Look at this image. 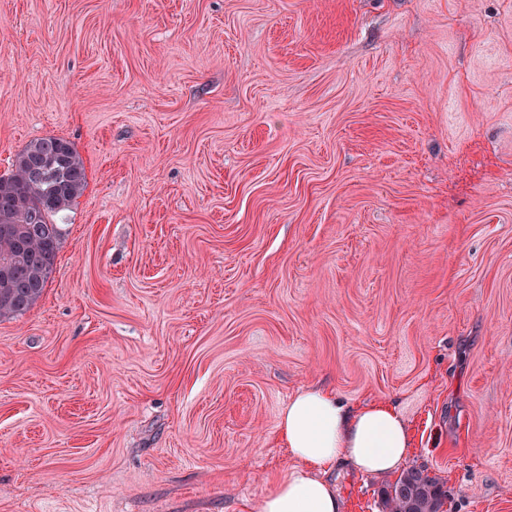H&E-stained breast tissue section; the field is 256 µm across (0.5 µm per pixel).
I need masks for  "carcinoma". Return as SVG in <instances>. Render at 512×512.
I'll use <instances>...</instances> for the list:
<instances>
[{"label":"carcinoma","mask_w":512,"mask_h":512,"mask_svg":"<svg viewBox=\"0 0 512 512\" xmlns=\"http://www.w3.org/2000/svg\"><path fill=\"white\" fill-rule=\"evenodd\" d=\"M87 184L75 146L62 138L35 139L20 151L7 177L0 176V317L24 315L42 296L52 274L64 225L54 220L71 208ZM447 499L439 479L410 469L384 491L388 512H437Z\"/></svg>","instance_id":"obj_1"}]
</instances>
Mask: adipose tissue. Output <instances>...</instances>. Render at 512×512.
<instances>
[{
	"label": "adipose tissue",
	"mask_w": 512,
	"mask_h": 512,
	"mask_svg": "<svg viewBox=\"0 0 512 512\" xmlns=\"http://www.w3.org/2000/svg\"><path fill=\"white\" fill-rule=\"evenodd\" d=\"M279 436L296 458L255 512H343L327 475L342 461L367 473L393 470L411 450L400 412L390 404L351 408L322 387L297 393L283 409Z\"/></svg>",
	"instance_id": "ef3b65f1"
}]
</instances>
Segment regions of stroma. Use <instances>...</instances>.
I'll list each match as a JSON object with an SVG mask.
<instances>
[{"mask_svg":"<svg viewBox=\"0 0 512 512\" xmlns=\"http://www.w3.org/2000/svg\"><path fill=\"white\" fill-rule=\"evenodd\" d=\"M49 135L87 186L0 318V512H252L312 386L512 512V0H0V176Z\"/></svg>","mask_w":512,"mask_h":512,"instance_id":"1","label":"stroma"}]
</instances>
